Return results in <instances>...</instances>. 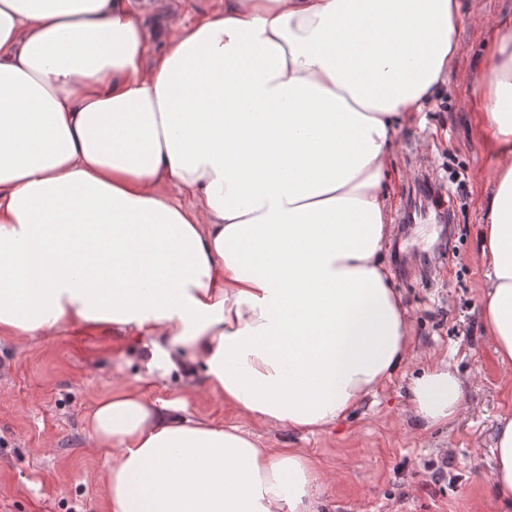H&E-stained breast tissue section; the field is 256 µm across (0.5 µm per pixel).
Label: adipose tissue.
<instances>
[{
  "mask_svg": "<svg viewBox=\"0 0 512 512\" xmlns=\"http://www.w3.org/2000/svg\"><path fill=\"white\" fill-rule=\"evenodd\" d=\"M137 0H0V337L121 333L147 376L322 432L412 356L383 261L400 127L443 81L459 0H224L148 56ZM475 105L495 159L481 320L512 363V15ZM198 200L173 203L167 187ZM407 391L448 423L438 363ZM136 388L87 418L109 512H319L317 464ZM512 506V417L494 446Z\"/></svg>",
  "mask_w": 512,
  "mask_h": 512,
  "instance_id": "1",
  "label": "adipose tissue"
}]
</instances>
